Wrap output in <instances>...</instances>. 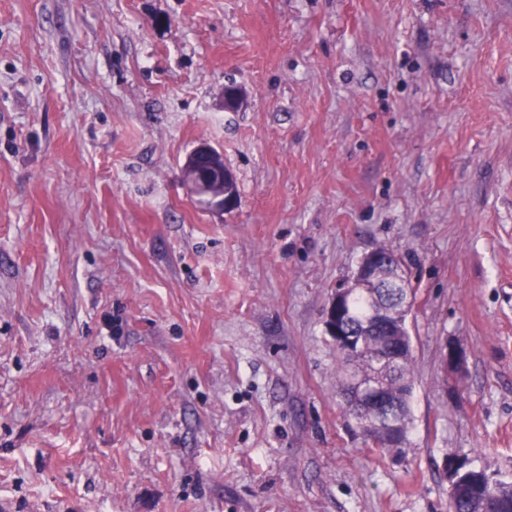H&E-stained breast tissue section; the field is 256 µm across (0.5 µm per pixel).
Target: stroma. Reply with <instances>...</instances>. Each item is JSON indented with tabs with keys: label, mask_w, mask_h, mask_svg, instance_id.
Listing matches in <instances>:
<instances>
[{
	"label": "stroma",
	"mask_w": 512,
	"mask_h": 512,
	"mask_svg": "<svg viewBox=\"0 0 512 512\" xmlns=\"http://www.w3.org/2000/svg\"><path fill=\"white\" fill-rule=\"evenodd\" d=\"M377 247L387 450L323 324ZM452 459L512 482V0H0V512H448ZM186 183L189 189L196 193L206 189L208 184L216 183L224 185V193L221 194V210L231 208L234 205V197L228 192L234 176L226 167L211 166L208 168H195L187 172ZM411 361H412V353H410V351H409L407 353V356L405 357L403 365L401 366V369H400L401 375H400L399 379H392V378L389 379V384L393 388L397 387V383L400 379L405 378L408 380V385L403 389V392H402L403 395L399 400L398 406L396 407L397 410H395L393 412V416L395 418L408 420L409 411H410L409 401H410V398L412 395V390H413V380L411 377V370H410ZM373 433L367 434L368 440L376 448H398L405 439L403 424L400 422H391L387 429H373Z\"/></svg>",
	"instance_id": "1"
}]
</instances>
